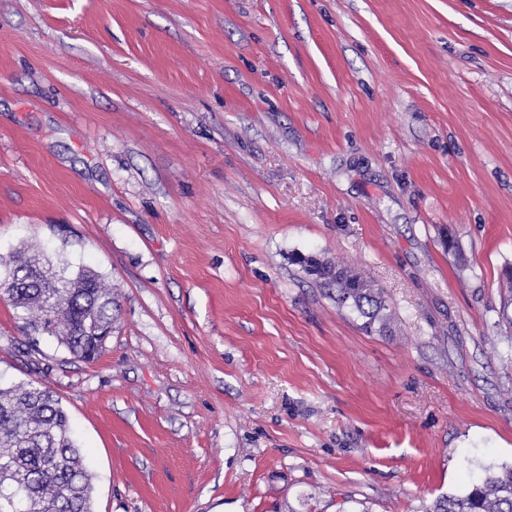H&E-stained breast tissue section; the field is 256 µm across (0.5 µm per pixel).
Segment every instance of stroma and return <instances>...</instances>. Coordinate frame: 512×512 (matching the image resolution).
Returning <instances> with one entry per match:
<instances>
[{
  "mask_svg": "<svg viewBox=\"0 0 512 512\" xmlns=\"http://www.w3.org/2000/svg\"><path fill=\"white\" fill-rule=\"evenodd\" d=\"M28 247L118 288L91 362L0 299V383L55 392L94 512L463 492L512 464V0H0V256ZM297 261L309 275L314 276V279L327 288L329 292H335L334 299H336L339 308H349L364 319L362 328L365 331H374L376 324L379 325L378 329L384 328L387 317L384 313L387 309L385 300L381 290L375 288L371 281L361 275L352 276L348 273V268L341 264H335L320 258L313 259L300 256ZM310 266L315 267V270L313 271ZM332 270L345 273V277L336 278L332 276ZM350 280L356 282L359 288H350Z\"/></svg>",
  "mask_w": 512,
  "mask_h": 512,
  "instance_id": "obj_1",
  "label": "stroma"
}]
</instances>
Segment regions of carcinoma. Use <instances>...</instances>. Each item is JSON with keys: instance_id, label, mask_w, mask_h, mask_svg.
Returning a JSON list of instances; mask_svg holds the SVG:
<instances>
[{"instance_id": "cac0c4a2", "label": "carcinoma", "mask_w": 512, "mask_h": 512, "mask_svg": "<svg viewBox=\"0 0 512 512\" xmlns=\"http://www.w3.org/2000/svg\"><path fill=\"white\" fill-rule=\"evenodd\" d=\"M298 263L335 293L338 307L364 319L365 331L384 328L385 300L371 281L320 258L301 256ZM2 297L21 312L28 335L53 337L86 362L97 352L98 331L114 320L112 285L98 272L82 266L70 274L48 258L20 252L0 257ZM92 492L69 418L50 388L39 380L0 386V512H93ZM422 512H512V466Z\"/></svg>"}]
</instances>
